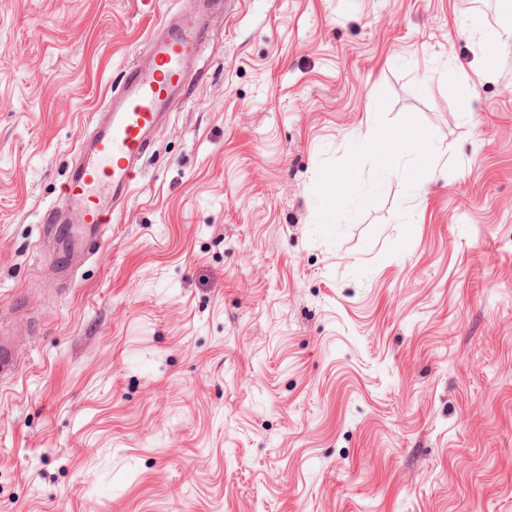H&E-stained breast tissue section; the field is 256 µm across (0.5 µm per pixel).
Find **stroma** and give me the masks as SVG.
I'll return each instance as SVG.
<instances>
[{"label": "stroma", "mask_w": 512, "mask_h": 512, "mask_svg": "<svg viewBox=\"0 0 512 512\" xmlns=\"http://www.w3.org/2000/svg\"><path fill=\"white\" fill-rule=\"evenodd\" d=\"M182 4L0 0V512H512L501 0L212 13L116 223L57 278L78 141ZM407 131L435 171L388 153ZM0 379H13L17 373L13 351V338L16 331L0 330Z\"/></svg>", "instance_id": "35a3bbf8"}]
</instances>
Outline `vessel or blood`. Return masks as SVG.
Returning <instances> with one entry per match:
<instances>
[{
	"label": "vessel or blood",
	"mask_w": 512,
	"mask_h": 512,
	"mask_svg": "<svg viewBox=\"0 0 512 512\" xmlns=\"http://www.w3.org/2000/svg\"><path fill=\"white\" fill-rule=\"evenodd\" d=\"M220 2L195 0L179 15L162 16L147 37L145 63L126 71L106 117L79 142L63 193L75 217H48L70 254L102 243L106 224L112 223L137 179L152 132L182 98L184 63L205 38V14ZM13 338L10 331L0 336V379L17 373Z\"/></svg>",
	"instance_id": "1"
}]
</instances>
